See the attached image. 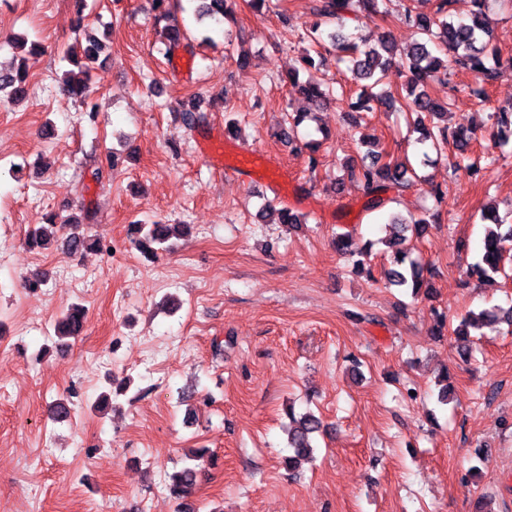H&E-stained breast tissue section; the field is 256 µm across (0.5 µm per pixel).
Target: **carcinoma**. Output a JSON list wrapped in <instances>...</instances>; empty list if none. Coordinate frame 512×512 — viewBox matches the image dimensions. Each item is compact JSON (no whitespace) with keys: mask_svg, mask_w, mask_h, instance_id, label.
I'll use <instances>...</instances> for the list:
<instances>
[{"mask_svg":"<svg viewBox=\"0 0 512 512\" xmlns=\"http://www.w3.org/2000/svg\"><path fill=\"white\" fill-rule=\"evenodd\" d=\"M189 2L194 4L195 19L199 22L206 21L213 26H219L231 19L235 5V0ZM389 2L390 0H317L313 7L317 20L311 25L308 35L310 48L301 54L297 68L289 73L290 84L295 91L318 104L324 105L333 100V90L330 86L299 83L300 73L315 66L311 48L317 46L322 39L321 27L333 23L336 29L329 32L327 37L336 48L337 60L347 64L353 79L362 83V88L357 94L342 99L346 112L368 111L372 109L374 102H381L390 107L400 105L417 114L421 143L429 144L440 153L451 139L460 151H466L473 140L471 133L463 128L450 132L448 128L436 125L435 120L448 112L451 102L441 104L428 93L427 88L433 82H443L447 79L450 60L474 75L476 86L470 88V92L478 98L484 93L483 84L499 77V52L492 42L489 29L490 0H472V12L465 21L450 18L449 8L452 0H438L435 12L430 15L415 12L409 7L405 8L404 20L417 32L419 40L413 42L405 51L408 59V77L401 93L396 97H383L374 92V89L381 84L391 57L396 51L394 43L387 34L379 33L374 39L364 38L358 44L343 33V23L348 15L371 19L385 14L388 12ZM163 37L166 52L170 55L190 46V34L177 25L164 27ZM28 77V70L24 65L13 71H0V92L9 90L10 99L13 101L24 99ZM62 89L65 94L74 98L85 99L89 95L87 82L71 70L65 73ZM304 118L305 114L302 112L288 118V124L281 128L280 141L285 144L293 143L298 138V129ZM496 124V138L499 143L505 145L512 140V111L499 112ZM347 175L350 180L362 186L367 197L366 210L380 211L389 203L384 194L390 189L403 191L409 188L416 172L407 160L385 161L382 153L372 151L362 157L360 163L347 166ZM262 217L276 224L301 223V216L286 206L267 210L262 213ZM438 217L439 214L432 213L427 218L423 216L409 224L392 215L389 224L395 229H400L402 235L399 242L402 243L405 241L406 232L421 236L426 232L428 225L436 222ZM482 219L486 222L482 250L478 259L468 267L467 274L482 281H492L504 270L503 243L507 240L512 241V224L501 219L496 209L492 207L484 212ZM56 228L55 223L42 224L28 233L26 243L31 247L40 246L56 232ZM176 228V224L131 225L134 233L139 235V238L135 239L137 246L149 251L152 250V243H166ZM64 243L73 254L100 248L99 240L91 239L78 231L67 236ZM395 255L394 267L386 272L390 285L402 288L414 297L422 290L430 289L429 282L424 276V268L419 263L408 259L401 248L396 250ZM84 317L83 307L77 304L62 314L55 326V337L60 346H66L65 339L79 335ZM489 318L512 327V307L497 306L478 313L470 312L462 318L454 329V334L464 342V353H469L468 327L478 326ZM288 415L293 423L288 432V448L292 451V455L288 456V463L297 464L312 453L313 435L323 431V424L321 419L311 412L297 416L290 411ZM205 454L206 449H200L187 457L189 464L169 476L168 490L173 497L183 498L189 494L199 476L194 461Z\"/></svg>","mask_w":512,"mask_h":512,"instance_id":"cac0c4a2","label":"carcinoma"}]
</instances>
